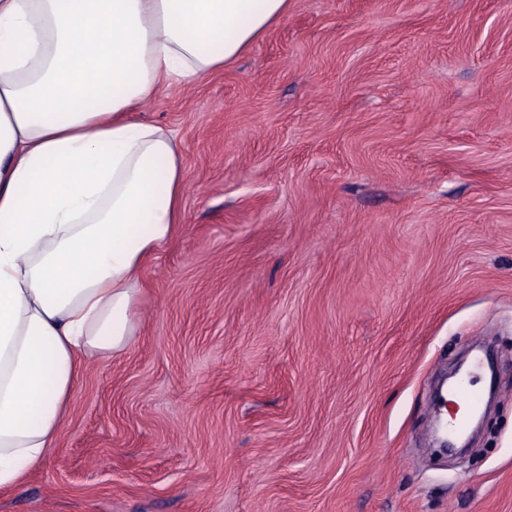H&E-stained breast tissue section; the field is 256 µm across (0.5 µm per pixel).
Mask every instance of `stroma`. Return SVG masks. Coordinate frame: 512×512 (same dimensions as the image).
I'll return each instance as SVG.
<instances>
[{
	"label": "stroma",
	"instance_id": "stroma-1",
	"mask_svg": "<svg viewBox=\"0 0 512 512\" xmlns=\"http://www.w3.org/2000/svg\"><path fill=\"white\" fill-rule=\"evenodd\" d=\"M140 113L184 222L0 512H512V0H292ZM486 337L498 396L439 456Z\"/></svg>",
	"mask_w": 512,
	"mask_h": 512
}]
</instances>
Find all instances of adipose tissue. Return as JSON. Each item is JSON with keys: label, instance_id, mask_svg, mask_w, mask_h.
Listing matches in <instances>:
<instances>
[{"label": "adipose tissue", "instance_id": "obj_1", "mask_svg": "<svg viewBox=\"0 0 512 512\" xmlns=\"http://www.w3.org/2000/svg\"><path fill=\"white\" fill-rule=\"evenodd\" d=\"M291 0H0V488L57 441L86 361L139 329L183 222L164 86L223 71Z\"/></svg>", "mask_w": 512, "mask_h": 512}]
</instances>
